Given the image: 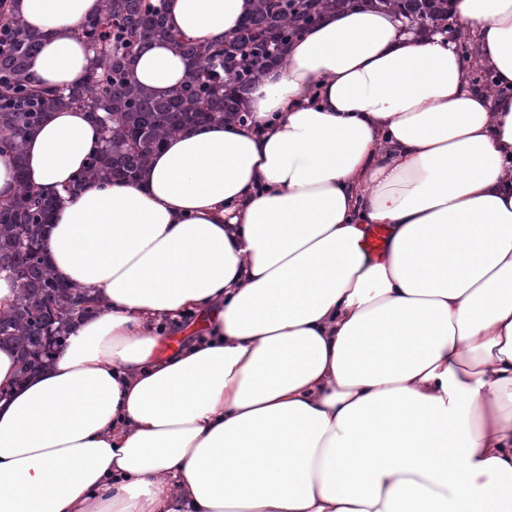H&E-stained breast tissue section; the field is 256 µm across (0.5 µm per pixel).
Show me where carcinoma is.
Instances as JSON below:
<instances>
[{"label": "carcinoma", "mask_w": 512, "mask_h": 512, "mask_svg": "<svg viewBox=\"0 0 512 512\" xmlns=\"http://www.w3.org/2000/svg\"><path fill=\"white\" fill-rule=\"evenodd\" d=\"M354 3L441 32L454 16L451 0H254L251 15L218 47L172 33L164 0H101L99 13L75 31L95 53L88 78L50 88L27 69L43 34L25 26L13 0H0V32L7 35L0 48V155L11 156L17 172L15 194L0 200V273L19 289L12 307L0 312V346L16 349L20 377L54 360L71 325L99 309L95 298L55 279L43 248L56 201L23 177L24 145L47 113L83 109L100 132L101 147L68 193L90 181L132 179L169 137L204 122H245L253 85L266 68L284 62V47L323 14ZM158 41L172 44L190 67L189 78L162 97L143 88L132 69Z\"/></svg>", "instance_id": "cac0c4a2"}]
</instances>
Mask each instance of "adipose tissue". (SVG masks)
Listing matches in <instances>:
<instances>
[{
  "instance_id": "1",
  "label": "adipose tissue",
  "mask_w": 512,
  "mask_h": 512,
  "mask_svg": "<svg viewBox=\"0 0 512 512\" xmlns=\"http://www.w3.org/2000/svg\"><path fill=\"white\" fill-rule=\"evenodd\" d=\"M164 7L220 44L253 0ZM453 8L499 94L354 6L262 73L248 124L177 134L134 180L74 187L95 127L48 114L24 147L59 200L45 249L100 310L26 379L0 347V512H512V0ZM99 9L16 0L33 79L86 80ZM188 73L166 43L133 68L159 96ZM190 311L205 335L158 356Z\"/></svg>"
}]
</instances>
